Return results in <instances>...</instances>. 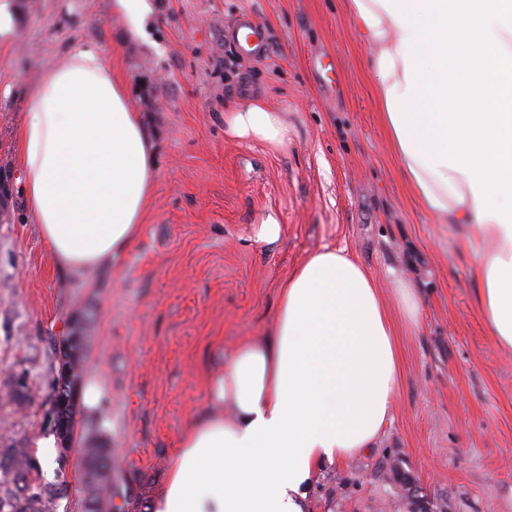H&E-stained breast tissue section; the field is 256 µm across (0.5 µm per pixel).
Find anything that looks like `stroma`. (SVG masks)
I'll list each match as a JSON object with an SVG mask.
<instances>
[{
    "instance_id": "stroma-1",
    "label": "stroma",
    "mask_w": 512,
    "mask_h": 512,
    "mask_svg": "<svg viewBox=\"0 0 512 512\" xmlns=\"http://www.w3.org/2000/svg\"><path fill=\"white\" fill-rule=\"evenodd\" d=\"M0 36V445L53 431L47 375L52 345L92 313L80 379L103 389V424L78 410L68 450L42 465L63 473L57 512H83L82 450L113 448L121 490L142 507L164 481L181 433L208 406L212 374L238 343L275 323L279 289L311 252L346 248L386 299L406 281L418 328L401 329L402 375L393 421L372 448L326 468L309 512H405L390 463L448 512H512V350L500 348L476 304L481 261L457 224L414 202L378 118L369 50L344 0H149L143 41L126 39L111 0H5ZM250 12L267 50L239 52L231 32ZM103 47L151 138L156 185L146 219L111 269L58 274L25 206L17 138L23 93L74 47ZM260 101L281 112L283 145L224 130L227 107ZM274 216L277 242L257 239ZM23 380L28 403L4 392Z\"/></svg>"
}]
</instances>
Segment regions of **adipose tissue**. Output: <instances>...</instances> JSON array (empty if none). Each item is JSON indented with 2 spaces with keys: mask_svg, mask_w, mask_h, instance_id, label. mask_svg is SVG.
<instances>
[{
  "mask_svg": "<svg viewBox=\"0 0 512 512\" xmlns=\"http://www.w3.org/2000/svg\"><path fill=\"white\" fill-rule=\"evenodd\" d=\"M370 52L380 119L419 207L464 224L482 261L475 296L512 348V0H345ZM231 136L282 145L261 102L224 113ZM26 208L60 274L111 267L134 242L156 164L126 83L83 45L30 86L18 134ZM389 307L343 248L308 255L282 283L273 329L244 339L209 383L145 512H307L321 469L373 446L400 377L397 322L417 327L412 288ZM231 416H223V406Z\"/></svg>",
  "mask_w": 512,
  "mask_h": 512,
  "instance_id": "obj_1",
  "label": "adipose tissue"
}]
</instances>
